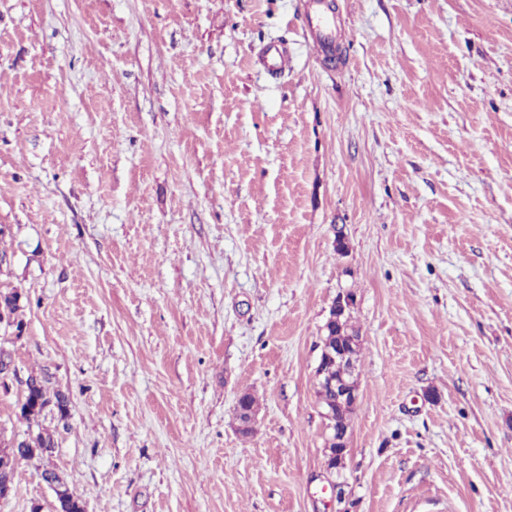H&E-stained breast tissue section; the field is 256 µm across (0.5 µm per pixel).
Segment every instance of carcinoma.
Returning a JSON list of instances; mask_svg holds the SVG:
<instances>
[{"label":"carcinoma","mask_w":512,"mask_h":512,"mask_svg":"<svg viewBox=\"0 0 512 512\" xmlns=\"http://www.w3.org/2000/svg\"><path fill=\"white\" fill-rule=\"evenodd\" d=\"M25 301L17 289L0 291V314L11 319L17 328L24 326L20 315L23 313ZM57 410L59 420L63 421L67 416L68 398L62 392L49 393L45 380L29 375L26 379L23 402L20 406V416L28 424L27 433L17 440H7L0 447V454L10 456V474H15L18 461L28 460L34 457L44 456L55 448L53 435L42 427V419L45 418L48 407ZM50 474L65 492L66 505L60 506L64 512H84L83 501L74 495L64 480L53 470H44Z\"/></svg>","instance_id":"carcinoma-1"}]
</instances>
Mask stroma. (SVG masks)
<instances>
[{
  "label": "stroma",
  "mask_w": 512,
  "mask_h": 512,
  "mask_svg": "<svg viewBox=\"0 0 512 512\" xmlns=\"http://www.w3.org/2000/svg\"><path fill=\"white\" fill-rule=\"evenodd\" d=\"M329 2L319 61L308 0H0V430L28 375L68 397L0 512H52L47 468L86 512H512V0ZM325 0H312L314 10V26L311 31V43L320 57H329L334 52V21L325 6ZM21 299L22 294L18 289L0 291V314L3 313L7 318L11 319L17 329H21L24 326L20 315L24 311L26 298L22 301ZM356 307V297L351 290L342 289L336 299L330 306L329 322H336V326L341 327L343 319L347 314H352ZM361 344V336L357 331L347 332L336 343V347L321 340L319 345L320 355L316 370L319 369L324 380L321 383V391L330 392L335 399H328L321 410L324 425V450L326 454L325 466L329 474H340L346 467L348 454L347 430H337L336 435L330 434L332 424L327 425V420L332 421L336 409L349 410L351 416L358 403V384L352 381L357 378L356 352ZM336 366V375L333 367Z\"/></svg>",
  "instance_id": "stroma-1"
}]
</instances>
